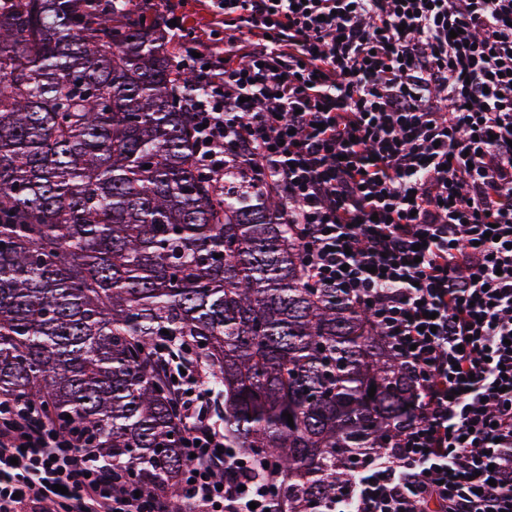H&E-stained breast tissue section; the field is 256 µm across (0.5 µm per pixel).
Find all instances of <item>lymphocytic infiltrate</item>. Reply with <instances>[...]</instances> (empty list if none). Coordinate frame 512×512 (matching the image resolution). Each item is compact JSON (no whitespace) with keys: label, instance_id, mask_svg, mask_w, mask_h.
I'll return each instance as SVG.
<instances>
[{"label":"lymphocytic infiltrate","instance_id":"1","mask_svg":"<svg viewBox=\"0 0 512 512\" xmlns=\"http://www.w3.org/2000/svg\"><path fill=\"white\" fill-rule=\"evenodd\" d=\"M218 2L223 47L176 63L200 166L256 171L306 280L367 309L414 380L410 418L323 512H512V0ZM208 392L183 398L175 497L0 401V512H268Z\"/></svg>","mask_w":512,"mask_h":512}]
</instances>
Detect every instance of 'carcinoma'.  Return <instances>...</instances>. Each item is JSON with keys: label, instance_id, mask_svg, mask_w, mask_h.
Wrapping results in <instances>:
<instances>
[{"label": "carcinoma", "instance_id": "cac0c4a2", "mask_svg": "<svg viewBox=\"0 0 512 512\" xmlns=\"http://www.w3.org/2000/svg\"><path fill=\"white\" fill-rule=\"evenodd\" d=\"M129 4L0 0V398L173 494L172 377L195 364L227 447L280 465L276 512H313L410 417L411 378L365 310L305 283L274 193L199 167L166 20Z\"/></svg>", "mask_w": 512, "mask_h": 512}]
</instances>
